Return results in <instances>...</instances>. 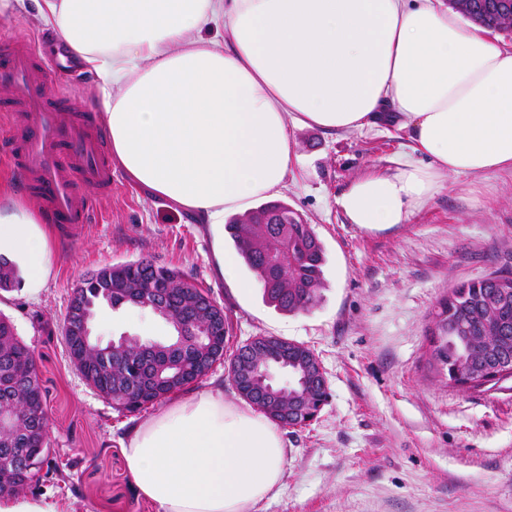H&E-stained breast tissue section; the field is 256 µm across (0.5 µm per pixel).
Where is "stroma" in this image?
I'll return each instance as SVG.
<instances>
[{"mask_svg": "<svg viewBox=\"0 0 512 512\" xmlns=\"http://www.w3.org/2000/svg\"><path fill=\"white\" fill-rule=\"evenodd\" d=\"M297 160L279 195L321 241L326 287L305 311L267 305L245 266L239 293L212 257L214 234L117 174L102 221L73 244L52 241V273L38 295L0 289V314L34 353L47 394L53 469L32 491L73 512H152L137 497L120 441L155 414L130 413L88 385L69 360L61 326L75 287L103 266L140 258L179 269L210 291L228 319V349L276 336L310 348L329 398L306 428H287L279 497L258 512H512V378L482 389L448 384L429 366V332L453 288L512 272V172L442 188L409 223H348L336 197L352 181L393 167L408 152L396 123L349 133L294 132ZM94 320L103 341L156 339L168 327L147 309Z\"/></svg>", "mask_w": 512, "mask_h": 512, "instance_id": "1", "label": "stroma"}]
</instances>
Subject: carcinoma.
<instances>
[{
    "mask_svg": "<svg viewBox=\"0 0 512 512\" xmlns=\"http://www.w3.org/2000/svg\"><path fill=\"white\" fill-rule=\"evenodd\" d=\"M464 13L490 30L504 28L512 0L493 12L485 0H465ZM271 224H242L234 217L225 225L238 254L264 288L266 301L288 312L313 306L325 288L323 246L311 225L282 201L272 200L256 208ZM18 280V271L0 256V288ZM211 299L179 270L143 258L104 266L74 289L62 333L67 352L71 337L84 323L89 305L109 302L113 308L149 305L173 328L174 335L146 343L132 338L116 347H83L74 363L86 382L112 400L117 408L136 412L203 378L199 355L226 349L224 317L199 313L188 327L182 315L190 305ZM430 365L453 383L456 376L474 373L495 359L512 361V274L494 273L464 283L439 303L430 332ZM302 350L294 342L273 336L258 337V346L240 347L228 357L227 373L239 385L241 397L279 425L304 428L325 404L328 386L311 375L304 361L291 353ZM252 362L258 371L288 362L292 373L302 374L298 386L275 390L267 397V385H242L237 377L239 360ZM0 410L13 421L0 427V461L14 476L0 481V495L22 488L50 462L49 422L45 394L39 383L35 358L22 343L12 322L0 315Z\"/></svg>",
    "mask_w": 512,
    "mask_h": 512,
    "instance_id": "cac0c4a2",
    "label": "carcinoma"
}]
</instances>
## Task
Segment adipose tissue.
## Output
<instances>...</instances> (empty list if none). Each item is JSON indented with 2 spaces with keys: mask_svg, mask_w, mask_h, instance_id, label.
<instances>
[{
  "mask_svg": "<svg viewBox=\"0 0 512 512\" xmlns=\"http://www.w3.org/2000/svg\"><path fill=\"white\" fill-rule=\"evenodd\" d=\"M33 13L97 78L100 123L129 181L201 224L277 195L294 129L410 133L394 168L336 199L349 223H407L444 178L512 172V49L433 0H0ZM42 215L0 201V254L30 293L51 272ZM156 512H256L278 496V426L222 389L169 402L121 441Z\"/></svg>",
  "mask_w": 512,
  "mask_h": 512,
  "instance_id": "1",
  "label": "adipose tissue"
}]
</instances>
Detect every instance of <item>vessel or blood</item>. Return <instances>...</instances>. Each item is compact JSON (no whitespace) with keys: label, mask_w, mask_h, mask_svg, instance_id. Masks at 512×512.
Returning a JSON list of instances; mask_svg holds the SVG:
<instances>
[{"label":"vessel or blood","mask_w":512,"mask_h":512,"mask_svg":"<svg viewBox=\"0 0 512 512\" xmlns=\"http://www.w3.org/2000/svg\"><path fill=\"white\" fill-rule=\"evenodd\" d=\"M67 72L35 41L16 35L0 41V85L15 96L1 105L19 116L10 133L11 162L23 189L63 240L81 239L112 191L107 136L97 115L67 92Z\"/></svg>","instance_id":"obj_1"}]
</instances>
